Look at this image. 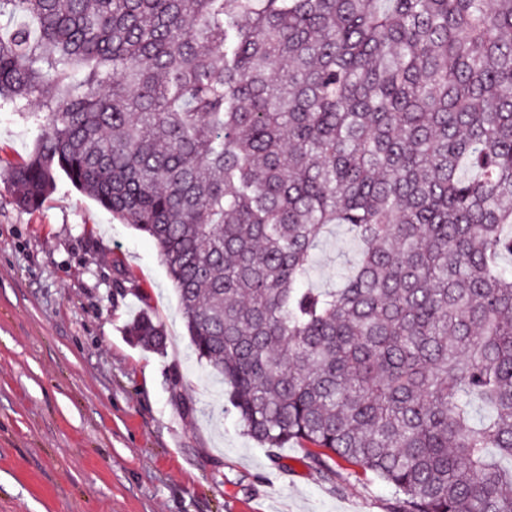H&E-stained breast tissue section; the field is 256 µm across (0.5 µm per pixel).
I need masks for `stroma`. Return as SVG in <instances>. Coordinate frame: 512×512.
<instances>
[{
    "mask_svg": "<svg viewBox=\"0 0 512 512\" xmlns=\"http://www.w3.org/2000/svg\"><path fill=\"white\" fill-rule=\"evenodd\" d=\"M38 132L0 108V512H389L390 488L345 462L325 474L269 454L198 363L156 243L59 179L33 210L6 177ZM343 228L313 286L353 262ZM163 351L130 342L140 310Z\"/></svg>",
    "mask_w": 512,
    "mask_h": 512,
    "instance_id": "stroma-1",
    "label": "stroma"
}]
</instances>
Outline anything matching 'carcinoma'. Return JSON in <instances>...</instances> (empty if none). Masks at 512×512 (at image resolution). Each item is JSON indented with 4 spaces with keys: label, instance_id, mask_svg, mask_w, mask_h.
<instances>
[{
    "label": "carcinoma",
    "instance_id": "obj_1",
    "mask_svg": "<svg viewBox=\"0 0 512 512\" xmlns=\"http://www.w3.org/2000/svg\"><path fill=\"white\" fill-rule=\"evenodd\" d=\"M7 13L0 106L42 129L17 205L63 175L152 238L251 439L371 472L392 512H512V0ZM336 224L357 258L316 290ZM126 334L166 345L147 311Z\"/></svg>",
    "mask_w": 512,
    "mask_h": 512
}]
</instances>
